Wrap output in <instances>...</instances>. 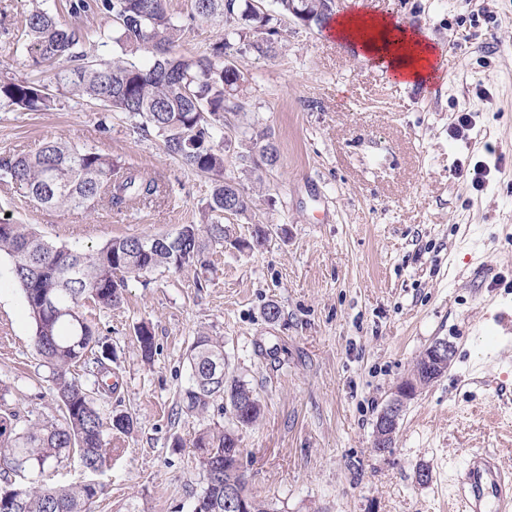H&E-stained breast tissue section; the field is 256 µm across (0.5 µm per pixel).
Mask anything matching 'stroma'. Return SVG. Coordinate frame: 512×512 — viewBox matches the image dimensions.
<instances>
[{
	"mask_svg": "<svg viewBox=\"0 0 512 512\" xmlns=\"http://www.w3.org/2000/svg\"><path fill=\"white\" fill-rule=\"evenodd\" d=\"M31 0H0V70L30 76L15 34ZM426 29L440 51L432 83L399 86L321 26L282 20L276 55L231 53L246 72L247 121L280 151L255 210L270 233L244 252L206 249L208 270L129 278L122 303L85 315L112 349L119 387L99 395L87 366L72 374L105 415L132 414L131 433L105 431L116 454L102 473L78 455L47 482L104 484L94 512H193L204 473L192 441L231 426L211 408L177 412L197 333L224 339V370L251 387L262 413L243 429L246 487L270 512H457L458 469L478 448L512 467V0H338ZM470 113L474 127L453 126ZM54 140L89 146L161 179L167 193L122 212L44 209L0 182V218L69 246L176 233L201 221L209 177L185 170L157 138L120 114L61 99L53 109H0V154ZM490 172L483 190L470 173ZM0 258V385L21 420L60 419L62 403L34 349L23 295ZM277 303L278 320L264 308ZM150 324L151 363L135 329ZM447 370L407 402L391 451L374 427L396 386L435 341ZM427 482L417 478L419 469Z\"/></svg>",
	"mask_w": 512,
	"mask_h": 512,
	"instance_id": "1",
	"label": "stroma"
}]
</instances>
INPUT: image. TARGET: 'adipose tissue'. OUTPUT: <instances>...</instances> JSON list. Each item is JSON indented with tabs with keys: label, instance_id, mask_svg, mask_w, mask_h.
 <instances>
[{
	"label": "adipose tissue",
	"instance_id": "obj_1",
	"mask_svg": "<svg viewBox=\"0 0 512 512\" xmlns=\"http://www.w3.org/2000/svg\"><path fill=\"white\" fill-rule=\"evenodd\" d=\"M328 29L331 36L352 48L360 59L391 71L399 84L410 86L434 73L437 48L426 30L357 10L337 16Z\"/></svg>",
	"mask_w": 512,
	"mask_h": 512
}]
</instances>
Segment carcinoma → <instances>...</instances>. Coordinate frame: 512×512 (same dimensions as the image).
<instances>
[{
    "label": "carcinoma",
    "instance_id": "obj_1",
    "mask_svg": "<svg viewBox=\"0 0 512 512\" xmlns=\"http://www.w3.org/2000/svg\"><path fill=\"white\" fill-rule=\"evenodd\" d=\"M276 14L254 7L253 0H192L188 19L192 24L218 21L224 38L202 54L186 56L174 47L184 25L168 12L166 0H69V13L80 17L102 12L112 16V42L121 54L100 60L93 54L89 33L62 27L40 4L25 16L20 40L28 67L50 74V84L10 77L0 72V108L20 112H42L56 106L59 97L87 101L104 112H119L138 120V128L155 134L166 154L196 174L213 180L211 195L202 208L199 224H185L174 236L114 238L89 250L58 245L29 224L0 221V254L9 257L10 272L22 290L34 322V348L52 373V381L63 404L58 422H31L18 428L19 414L6 406L7 388L0 387V497L7 494L9 512H92L103 493L98 481L49 486L43 473L58 466L76 451L83 466L103 472L112 449L104 440V428L119 433L133 430L129 413L115 414L107 423L82 385L70 377V369L94 358L100 388L112 393L111 359L98 330L80 311L86 301L109 310L120 304L126 276L145 275L158 269L182 271L204 264L210 244L238 250L250 247L240 239H229L222 219L224 208L226 139L224 113L242 112L240 93L246 74L228 62V50L237 44L260 56L278 49L276 16L292 18L304 25H321L333 11L332 0H275ZM149 56L138 65L127 55ZM240 132L247 151L241 164H251L254 182L263 184L262 173L275 169L279 148L269 128L248 126ZM0 176L10 180L40 206L52 209H89L99 202L118 210L133 203L154 201L162 192L155 178L123 168L112 158L92 148L49 141L33 154L0 156ZM142 360L154 357V336L143 323L136 328ZM189 377L179 394V411L205 416L219 400H227L232 428L206 427L193 439L204 471L205 487L193 512H228L224 509V485L234 483L246 490L241 457L226 454L242 451L239 430L253 425L260 405L253 391L238 379L226 380L224 340L200 333L187 350ZM28 471L35 479L16 486L9 477Z\"/></svg>",
    "mask_w": 512,
    "mask_h": 512
}]
</instances>
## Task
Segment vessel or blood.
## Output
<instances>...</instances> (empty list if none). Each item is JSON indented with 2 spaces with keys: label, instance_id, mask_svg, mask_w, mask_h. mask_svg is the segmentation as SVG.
<instances>
[{
  "label": "vessel or blood",
  "instance_id": "1",
  "mask_svg": "<svg viewBox=\"0 0 512 512\" xmlns=\"http://www.w3.org/2000/svg\"><path fill=\"white\" fill-rule=\"evenodd\" d=\"M462 512H512V468L487 450L470 454L457 479Z\"/></svg>",
  "mask_w": 512,
  "mask_h": 512
}]
</instances>
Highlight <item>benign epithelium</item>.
Listing matches in <instances>:
<instances>
[{
  "label": "benign epithelium",
  "instance_id": "1",
  "mask_svg": "<svg viewBox=\"0 0 512 512\" xmlns=\"http://www.w3.org/2000/svg\"><path fill=\"white\" fill-rule=\"evenodd\" d=\"M452 357V349L446 341L433 343L426 351L419 368L413 370L408 378L409 388L396 390L393 399L379 414L375 423L374 447L380 453H385L391 447V440L396 432L398 420L409 393L418 391L437 379L448 367ZM247 500L239 488L225 489V507L232 512H245Z\"/></svg>",
  "mask_w": 512,
  "mask_h": 512
}]
</instances>
